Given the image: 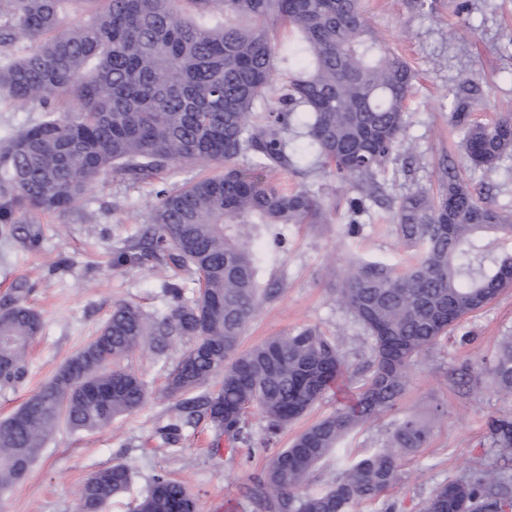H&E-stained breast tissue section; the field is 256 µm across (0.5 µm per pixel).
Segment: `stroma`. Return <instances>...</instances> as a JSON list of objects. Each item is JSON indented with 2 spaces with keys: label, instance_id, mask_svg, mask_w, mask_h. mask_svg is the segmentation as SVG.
<instances>
[{
  "label": "stroma",
  "instance_id": "obj_1",
  "mask_svg": "<svg viewBox=\"0 0 512 512\" xmlns=\"http://www.w3.org/2000/svg\"><path fill=\"white\" fill-rule=\"evenodd\" d=\"M363 2L386 45L418 73L406 103L402 147L378 177L380 201L367 202L359 213L353 212L351 203L360 197V190L313 169L309 159L297 158L294 167L278 174L284 187H303L319 195L326 220L283 225L284 241L278 247L266 236L249 239L252 249L267 255L264 280L276 282L281 293L260 308L242 336L243 346L250 347L315 327L335 338L355 369L367 359L370 341L337 303L336 290L353 261L397 268L410 261L412 249L394 231L393 201L417 190L437 189L442 168L452 164L469 184L482 187L493 201L512 210V161L490 175L469 167L463 134L450 121L448 97L449 88L468 75L481 88L472 111L475 120L491 121L500 111L512 110V0H469L467 9L458 14L448 0H433L429 9L414 7L412 0ZM217 170L212 163L177 164L150 184H131L117 176L96 183L87 191L82 211L40 215V245L33 250L17 237L0 234V302L19 282H27L31 287L27 300L43 320V330L28 350L26 381L0 390V420L95 335L115 303H133L149 313L166 310L162 284L170 278V270L126 260L124 253L148 223L159 202L158 190L177 189ZM507 336H512V288L467 316L441 345L416 357L397 409L347 436L338 453L310 473L305 490L325 489L341 477L347 464L384 447L396 421L406 414L430 420L428 443L402 459L396 481L379 501L361 504L355 512H421L439 485L502 465L498 449L489 444L487 422L512 412V398L498 395L490 378L475 383L468 375L489 364ZM187 346V340L173 339L161 357L150 347L138 349L127 364L148 381L147 402L100 430L57 429L25 478L0 494V512H76L83 481L118 461L130 467L132 480L104 512H130L159 473L183 482L196 498L198 512H244L239 506L243 487L268 458L259 446L264 427L260 417H252L249 427L251 458L240 455L232 462L220 448L222 436L210 426L180 435L164 451L154 436L158 426L173 421L178 413L177 399L163 393L164 373ZM355 397L354 382L339 381L281 435L279 447H286L318 419L352 404Z\"/></svg>",
  "mask_w": 512,
  "mask_h": 512
}]
</instances>
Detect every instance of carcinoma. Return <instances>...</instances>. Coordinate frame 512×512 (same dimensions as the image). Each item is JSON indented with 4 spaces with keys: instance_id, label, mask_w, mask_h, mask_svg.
Masks as SVG:
<instances>
[{
    "instance_id": "cac0c4a2",
    "label": "carcinoma",
    "mask_w": 512,
    "mask_h": 512,
    "mask_svg": "<svg viewBox=\"0 0 512 512\" xmlns=\"http://www.w3.org/2000/svg\"><path fill=\"white\" fill-rule=\"evenodd\" d=\"M70 2L0 0V98L43 110L40 121L0 143V231L35 248L37 218L78 208L104 176L151 184L178 163L224 169L158 190L143 243L129 255L183 272L194 287L167 282L169 306L156 317L115 305L97 336L0 421V489L26 476L60 425L100 429L140 409L147 383L120 361L148 336L160 351L167 337L180 336L190 346L166 374L167 392L181 397L180 414L157 428L162 443L203 421L245 443L256 411L265 422L260 447L269 448L347 375L357 384L355 402L274 451L244 497L255 512H353L379 500L397 479L398 461L428 441L429 421L404 415L387 445L333 486L311 494L300 488L344 436L396 408L420 353L512 287V251L497 254L481 243L488 233L512 239V217L456 172L440 178L436 194L399 198L395 230L416 248L415 262L402 272L381 262L352 265L337 288V301L371 340L357 372L310 327L242 350L247 323L281 293L261 286L263 260L242 238L277 224H316L325 213L316 194L289 192L268 178L292 166L288 131L303 125L315 168L375 190L402 146L417 73L382 47L359 0H81L89 18L67 29L62 14ZM207 13L224 22L201 23ZM280 26L295 35L300 54L288 56V80L276 90ZM476 91L465 78L448 92L451 119L463 131L468 164L490 173L512 158V113L471 120ZM25 292L0 304L3 388L25 380L26 351L43 329ZM486 373L498 393L512 397V336ZM219 375V387L206 389ZM489 441L512 455V413L490 419ZM131 478L122 462L91 473L76 512H103ZM131 512H196V501L160 473ZM423 512H512V491L498 468L479 469L437 487Z\"/></svg>"
}]
</instances>
